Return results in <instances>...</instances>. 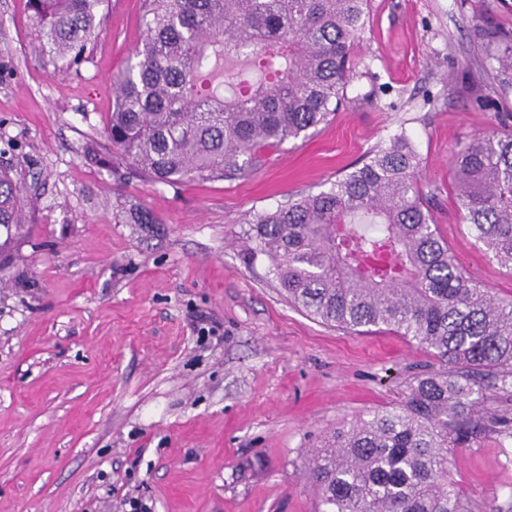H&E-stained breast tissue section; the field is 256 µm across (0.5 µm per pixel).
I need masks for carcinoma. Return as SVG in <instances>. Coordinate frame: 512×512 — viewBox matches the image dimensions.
Segmentation results:
<instances>
[{"mask_svg":"<svg viewBox=\"0 0 512 512\" xmlns=\"http://www.w3.org/2000/svg\"><path fill=\"white\" fill-rule=\"evenodd\" d=\"M145 37L113 84L105 138L150 181L241 177L266 146L335 114L353 78L368 0H143ZM39 51L84 61L108 0H28ZM463 220L512 268V128L453 155ZM397 137L328 189L252 216L288 300L350 333L392 331L439 359L404 401L338 429L312 454L322 512H471L448 449L512 438V301L466 275ZM25 186L0 169V227L21 223Z\"/></svg>","mask_w":512,"mask_h":512,"instance_id":"obj_1","label":"carcinoma"}]
</instances>
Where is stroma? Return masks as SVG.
I'll use <instances>...</instances> for the list:
<instances>
[{"label":"stroma","mask_w":512,"mask_h":512,"mask_svg":"<svg viewBox=\"0 0 512 512\" xmlns=\"http://www.w3.org/2000/svg\"><path fill=\"white\" fill-rule=\"evenodd\" d=\"M368 12L328 123L263 148L247 176L167 185L93 157L144 37L143 0H111L76 71L39 53L27 0H0V169L26 186L24 224L0 228V512H321L313 447L397 406L435 359L295 307L247 254L248 221L395 136L412 142L465 273L512 300V269L461 220L451 167L475 136L512 126V75L493 60L512 0ZM141 209L153 223H129ZM448 478L474 512H512V438L449 449Z\"/></svg>","instance_id":"1"}]
</instances>
